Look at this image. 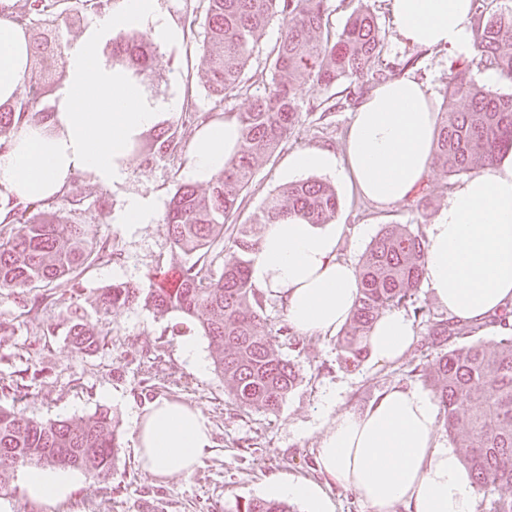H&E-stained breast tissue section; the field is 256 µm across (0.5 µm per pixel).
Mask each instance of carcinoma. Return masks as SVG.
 Masks as SVG:
<instances>
[{
	"label": "carcinoma",
	"mask_w": 512,
	"mask_h": 512,
	"mask_svg": "<svg viewBox=\"0 0 512 512\" xmlns=\"http://www.w3.org/2000/svg\"><path fill=\"white\" fill-rule=\"evenodd\" d=\"M205 32L200 49L208 66L209 90L219 101L248 91L252 52L269 22L280 17L283 28L270 60L272 78L255 90L250 108L236 115L241 125L237 152L210 181L209 192L199 193L180 183L164 216L171 248L181 261L173 266L178 278L173 287L143 290L114 283L102 290L104 320L119 308L142 306L164 316L202 315V330L216 352V368L224 376L232 405L275 412L298 384L295 368L273 347L264 294L253 288L248 256L260 244L266 224L298 217L309 224H326L335 217V190L316 179L292 182L268 197L249 224H236L244 192L255 164L271 157L293 136L304 112L321 114L352 105L371 85L385 79L375 67L384 34L373 14L360 7L334 37L330 32L326 0H202ZM474 16L477 65L501 72L512 81V8L488 17L480 0ZM26 26L39 22L60 25V16L48 5L30 0L19 15ZM152 42L130 29L112 39L113 63L129 69L145 82ZM346 81L345 95L309 108L297 97V86L309 82L331 88ZM42 74L33 67L22 98L0 105V138L7 137L38 102ZM444 98L465 101L455 111L443 110L437 123L434 164L450 175L466 173L475 165H493L512 149V94H491L478 88L470 65L451 68ZM151 147L162 154L176 149L174 133L158 128ZM232 228L231 258L214 269L207 254ZM0 289L16 292L45 286L85 270L114 252L90 237L87 225L78 224L51 200L19 202L0 229ZM425 271L424 236L406 224H386L370 243L357 265L358 297L352 317L336 341L339 357L354 365L368 353L374 323L391 307H413L415 291ZM455 335L445 323L430 326L427 347H443ZM70 342L80 351L95 349L99 334L76 315ZM419 377L434 390L448 441L459 449L463 465L478 491L512 490V335L501 336L488 347L469 341L450 348L427 362ZM118 447L116 424L110 413L96 412L80 424L65 420L44 422L0 406V490L8 489L23 466L73 468L93 478L108 475ZM236 512H293L282 502L252 499Z\"/></svg>",
	"instance_id": "obj_1"
}]
</instances>
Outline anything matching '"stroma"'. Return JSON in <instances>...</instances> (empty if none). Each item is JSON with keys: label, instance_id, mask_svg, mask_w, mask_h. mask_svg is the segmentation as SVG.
Returning a JSON list of instances; mask_svg holds the SVG:
<instances>
[{"label": "stroma", "instance_id": "35a3bbf8", "mask_svg": "<svg viewBox=\"0 0 512 512\" xmlns=\"http://www.w3.org/2000/svg\"><path fill=\"white\" fill-rule=\"evenodd\" d=\"M53 12H66L67 24L52 28L31 26L32 40L41 46V58L49 79L41 98L42 108H51L66 77L65 50L83 32L88 20L101 14L114 0L86 6L84 0H46ZM387 38L379 69L388 78L402 76L401 59L413 56L411 72L428 81L434 108L446 107L444 91L449 66L455 56L448 50L403 45L391 38L392 22L385 0H366ZM163 9L181 28L179 44L157 46L149 93L157 98L178 97L180 104L166 125L175 134L178 147L171 155L153 156L148 135H141L140 148L125 162L126 180L111 189L95 184L84 173H75L65 199H83L85 210L73 213L75 222L89 225L98 241L116 252L115 260L98 263L75 276L58 279L45 288H30L24 297L0 290V319L10 320L14 335L0 337V405L13 407L39 420L78 423L99 409L112 412L118 423V443L108 478L81 476L72 496L45 506L30 502L20 483L0 492V512H235L238 504L269 498L275 483L310 480L323 487L333 512H368L352 490L332 482L317 465V450L327 423L337 412L366 409L383 391L396 383L431 388L413 375L425 360L421 339L426 325H417L419 336L399 361L379 362L367 355L359 366L345 365L336 351L335 337H307L297 332L275 335L281 356L299 373L296 388L273 413L234 407L223 376L216 369L196 373L183 359L180 345L192 337L206 360L215 351L204 336L201 321L178 313L158 316L142 307L120 308L110 323L99 312L102 288L113 282V270L121 279L139 288H151L156 274L176 262L170 249L167 226L155 220L126 234L113 217L131 195L155 196L159 209H166L178 182L185 180L190 152L199 122L195 112L213 115L247 111L250 95L239 94L214 103L208 93L207 65L200 50L204 8L200 0H161ZM353 108L344 107L326 116L303 115L297 134L270 158L259 160L239 212V222H249L267 196L294 182L288 157L304 148H327L343 155ZM322 181L336 191L339 210L335 223L353 228L364 225L365 236L357 243L343 241L342 255L359 262L383 225L407 224L424 231L446 206L459 176H449L431 167L424 181L400 202L379 207L362 198L337 177L322 174ZM106 198L105 212L93 207ZM85 323L101 328L104 337L90 352L75 349L68 335L71 312ZM157 399H168L198 408L207 419L214 445L206 449L200 465L190 476L158 477L139 467L134 457L131 416Z\"/></svg>", "mask_w": 512, "mask_h": 512}]
</instances>
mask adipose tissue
<instances>
[{
	"instance_id": "adipose-tissue-1",
	"label": "adipose tissue",
	"mask_w": 512,
	"mask_h": 512,
	"mask_svg": "<svg viewBox=\"0 0 512 512\" xmlns=\"http://www.w3.org/2000/svg\"><path fill=\"white\" fill-rule=\"evenodd\" d=\"M0 0V104L16 103L31 68L28 29ZM397 39L412 46L476 52L472 0H390ZM172 44L181 33L160 0H120L95 16L66 51L67 78L46 123L23 122L0 152V197L44 200L62 194L81 172L102 188L127 177L133 141L158 127L177 99L151 98L124 69L106 61L103 44L129 28ZM437 114L428 88L412 75L375 87L356 108L343 156L307 148L288 157L292 171L336 173L362 197L384 207L406 199L430 171ZM236 118L204 126L192 147L188 175L209 180L237 150ZM339 224L288 219L269 225L252 257L251 282L284 305L289 326L332 336L358 297L355 266L340 258ZM424 280L450 321L478 327L505 320L512 328V151L467 177L426 227ZM416 331L402 311L382 314L372 333L375 357L391 363L410 349ZM143 470L187 476L212 446L209 423L195 407L155 400L132 416ZM318 466L355 492L369 512H474L477 490L458 454L438 435L437 410L421 391L395 385L366 410H345L328 424ZM79 480L63 468H29L21 477L37 504L66 500Z\"/></svg>"
}]
</instances>
